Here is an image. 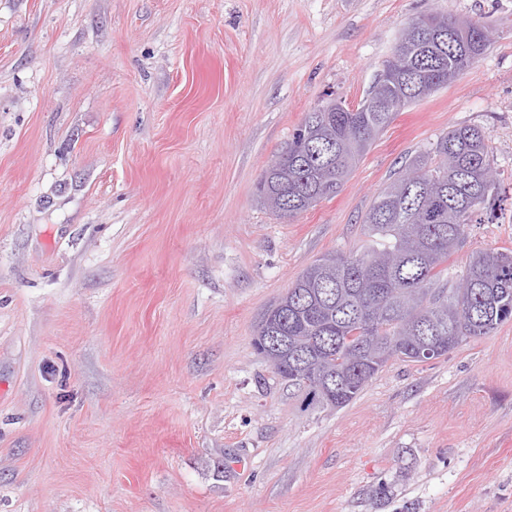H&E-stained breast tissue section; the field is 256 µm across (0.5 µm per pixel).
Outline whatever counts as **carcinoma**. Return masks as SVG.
Returning <instances> with one entry per match:
<instances>
[{
	"instance_id": "cac0c4a2",
	"label": "carcinoma",
	"mask_w": 512,
	"mask_h": 512,
	"mask_svg": "<svg viewBox=\"0 0 512 512\" xmlns=\"http://www.w3.org/2000/svg\"><path fill=\"white\" fill-rule=\"evenodd\" d=\"M486 49L445 30L416 47L401 71L386 60L361 102L363 111L313 108L259 180L260 202L285 219L335 197L409 98L431 96ZM493 165L479 127L448 130L411 157L374 198L363 216L372 247L323 255L288 288L273 318L262 317L257 335L288 342L280 355L288 379L315 372L336 378L339 394L310 385L311 400L343 407L378 374L372 357L360 353L368 336L394 357L417 362L424 340L438 343L442 357L468 339L492 335L512 318L509 249L469 253L454 286L443 284L449 259L495 190Z\"/></svg>"
}]
</instances>
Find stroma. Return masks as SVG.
I'll return each instance as SVG.
<instances>
[{
	"label": "stroma",
	"mask_w": 512,
	"mask_h": 512,
	"mask_svg": "<svg viewBox=\"0 0 512 512\" xmlns=\"http://www.w3.org/2000/svg\"><path fill=\"white\" fill-rule=\"evenodd\" d=\"M486 52L406 107L336 197L256 185L306 112L366 96L401 29ZM494 156L512 250V0H0V512H512V320L308 404L252 345L265 309L449 127Z\"/></svg>",
	"instance_id": "obj_1"
}]
</instances>
